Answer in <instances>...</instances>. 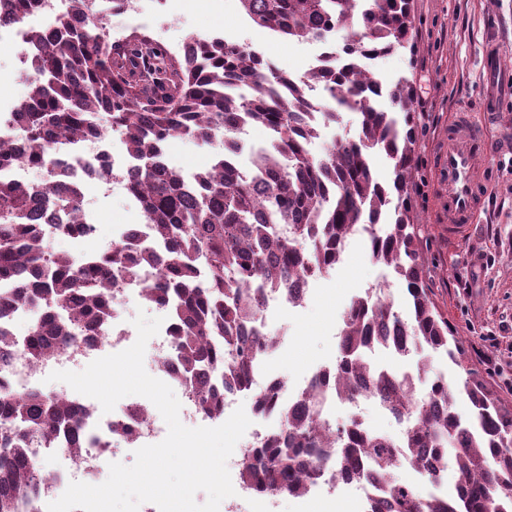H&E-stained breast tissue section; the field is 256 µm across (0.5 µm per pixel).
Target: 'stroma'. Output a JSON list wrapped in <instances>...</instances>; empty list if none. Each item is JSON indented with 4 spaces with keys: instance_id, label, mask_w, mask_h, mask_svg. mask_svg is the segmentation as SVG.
Masks as SVG:
<instances>
[{
    "instance_id": "35a3bbf8",
    "label": "stroma",
    "mask_w": 512,
    "mask_h": 512,
    "mask_svg": "<svg viewBox=\"0 0 512 512\" xmlns=\"http://www.w3.org/2000/svg\"><path fill=\"white\" fill-rule=\"evenodd\" d=\"M144 16L112 18L111 39L124 41L146 21L156 41L180 55L185 38L222 37L256 50L274 66L301 73L322 43L289 41L254 24L238 0H143ZM413 48L376 59L373 70L387 82L405 77L414 88L417 169L413 176L414 220L424 229L423 257L429 286L440 310L464 342L466 356L505 397L512 399V0H412ZM497 55L499 66L486 58ZM457 112L476 114L493 150L478 163L487 175L483 210L459 238L448 235V215L437 195L438 163L447 145L448 121ZM167 161L184 174L206 171L214 150L174 138L164 146ZM87 207L100 226L93 240L55 239L52 251L83 259L101 252L118 224H139L137 203L116 187L83 185ZM387 288L406 310V283L373 261L363 234L349 237L341 262L312 280L304 305L266 312V330L284 337L265 370L300 389L309 372L337 355L342 317L350 300L373 284ZM251 512H360L344 490L316 498L264 497Z\"/></svg>"
}]
</instances>
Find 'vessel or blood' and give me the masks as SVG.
<instances>
[{"instance_id": "1", "label": "vessel or blood", "mask_w": 512, "mask_h": 512, "mask_svg": "<svg viewBox=\"0 0 512 512\" xmlns=\"http://www.w3.org/2000/svg\"><path fill=\"white\" fill-rule=\"evenodd\" d=\"M491 150V142L470 113H458L448 126V145L439 157L444 173L439 193L448 212V226L472 224L485 193L478 157Z\"/></svg>"}]
</instances>
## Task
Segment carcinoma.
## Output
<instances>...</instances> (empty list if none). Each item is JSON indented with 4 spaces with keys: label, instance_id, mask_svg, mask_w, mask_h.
<instances>
[{
    "label": "carcinoma",
    "instance_id": "1",
    "mask_svg": "<svg viewBox=\"0 0 512 512\" xmlns=\"http://www.w3.org/2000/svg\"><path fill=\"white\" fill-rule=\"evenodd\" d=\"M259 27L281 37L325 42L343 28L341 52L299 80L270 66L255 50L224 38L190 36L176 58L158 42L133 37L113 43L96 0H68L51 33L32 29L20 48L35 78L19 112L21 139L0 143V170L18 161L40 168L57 163V141L79 143L110 127L122 135L137 165L124 189L139 204L153 243L118 238L101 253L76 260L47 251L39 217L66 202L65 235L81 239L82 186L60 183L48 197L37 183L0 177V512H38L41 486L50 473L31 457L33 443L68 446L74 455L107 447L78 410L59 393H17L8 368L19 355L39 367L105 331L112 315V279L138 277L148 268L159 278L146 297L170 314L173 353L193 389L199 410L224 413V387L250 391L254 360L275 337L253 329L262 320L269 290L301 276L336 267L342 241L358 231L370 237L371 258L407 284L409 314L393 307L384 288L352 298L342 318L335 365L325 388L350 402L371 393L406 421L401 438L369 431L352 421L329 429L319 423L321 392L306 390L295 407L279 405L280 428L239 460L242 484L269 496L306 495L336 469L375 488L371 512H512V401L472 368L453 390L435 377L422 397L414 377L376 368L368 349L381 346L417 361V377L431 370V356L464 363L463 341L437 309L413 223L412 176L416 168L413 92L406 79L387 84L364 77L363 59H377L409 45V0H239ZM44 0H0V22H21ZM328 94L325 116L360 115L354 139L314 157L307 144L318 136L309 91ZM264 126L269 145L251 157L243 178L228 154L242 151L239 133ZM173 137L221 144L214 164L186 178L164 159ZM392 163L391 183L378 182L370 152ZM391 216L384 234L377 230ZM20 307L39 313L27 334L13 331ZM283 386L252 394L259 408L276 405ZM465 395L461 414L455 394ZM453 466L450 496L419 495L399 476L409 468L434 485Z\"/></svg>",
    "mask_w": 512,
    "mask_h": 512
}]
</instances>
